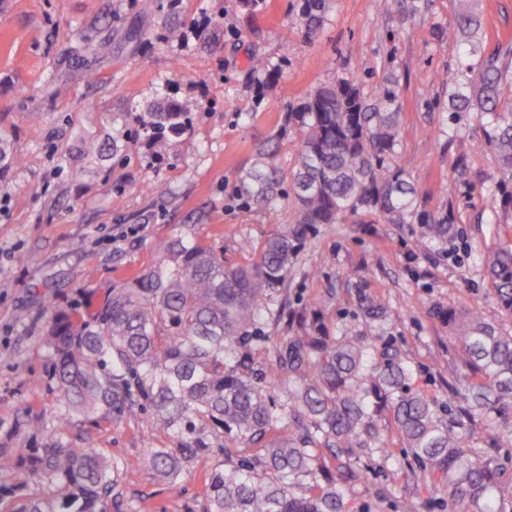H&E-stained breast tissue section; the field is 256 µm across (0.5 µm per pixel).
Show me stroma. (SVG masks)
Here are the masks:
<instances>
[{"label":"stroma","instance_id":"stroma-1","mask_svg":"<svg viewBox=\"0 0 512 512\" xmlns=\"http://www.w3.org/2000/svg\"><path fill=\"white\" fill-rule=\"evenodd\" d=\"M166 3L0 0V137L16 158L0 170V459L11 461L0 470V512L48 495L31 462L53 444L111 457L112 512H204L202 477L223 464V452L188 463L173 480L154 479L143 468L149 440L162 433L151 409L117 423L81 417L56 435L46 308L102 296L132 277L201 209L208 243L227 262H247L250 246L294 212L287 201L243 208V170L289 104L335 76L360 78L368 94L397 76L395 163L426 210H451L456 233L427 243L418 225L367 216L321 229L296 260L290 302L329 296L330 324L362 332L353 275L363 273L387 309L386 340L412 358L417 386L443 407L461 352L431 309L475 305L512 331L478 265L486 247H512V214L491 207L495 159L476 148L488 119L448 109L449 90L471 77V49L512 45V0H474L479 25L467 42L438 37L459 25L452 0H425L399 31L386 23L399 0H328L311 36L302 0H265L254 13L237 0H181L175 14ZM254 52L280 66L276 89L248 81ZM88 66L99 74L92 87L82 78ZM165 100L184 104L186 129L158 141L148 114ZM84 141L97 152L77 153ZM314 267L320 277H310ZM381 429L397 455L361 461L365 481L348 491L346 512H402L410 500L425 512H462L399 454L391 423Z\"/></svg>","mask_w":512,"mask_h":512}]
</instances>
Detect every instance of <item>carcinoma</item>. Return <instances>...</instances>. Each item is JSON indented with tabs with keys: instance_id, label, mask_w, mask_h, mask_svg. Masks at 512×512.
I'll return each mask as SVG.
<instances>
[{
	"instance_id": "cac0c4a2",
	"label": "carcinoma",
	"mask_w": 512,
	"mask_h": 512,
	"mask_svg": "<svg viewBox=\"0 0 512 512\" xmlns=\"http://www.w3.org/2000/svg\"><path fill=\"white\" fill-rule=\"evenodd\" d=\"M462 37L474 31L471 0H456ZM327 0H304L307 33L319 29ZM249 77L274 88L281 70L249 60ZM512 46L479 57L466 86L449 95L452 112L491 117L478 147L497 165L495 204L512 210ZM397 82L371 98L357 78L337 76L288 108L282 130L299 134L296 166L285 173L277 147L261 144L245 168L237 198L248 208L291 199L293 223L274 230L244 264H228L185 224L132 278L55 312L50 342L60 391L58 432L93 415L123 419L151 408L172 446L149 443L145 465L160 480L224 438L227 462L204 482L205 512H345V495L364 482L358 462L393 455L380 423L392 421L413 462L467 512H512V477L468 439L480 419L489 449L512 446V332L484 321L477 308L435 306L461 348L465 381L449 385L444 409L415 384L410 358L383 341L386 310L364 285L356 289L365 333H332L326 302L288 307V278L322 228L350 216L381 224H418L423 240L454 234L453 215L421 208L409 174L395 165L400 112ZM182 108L165 101L151 113L161 132L183 131ZM501 311L512 317V247L480 257ZM280 335L265 331L269 320ZM34 473L53 487L23 512H111L112 460L98 448L41 449Z\"/></svg>"
}]
</instances>
